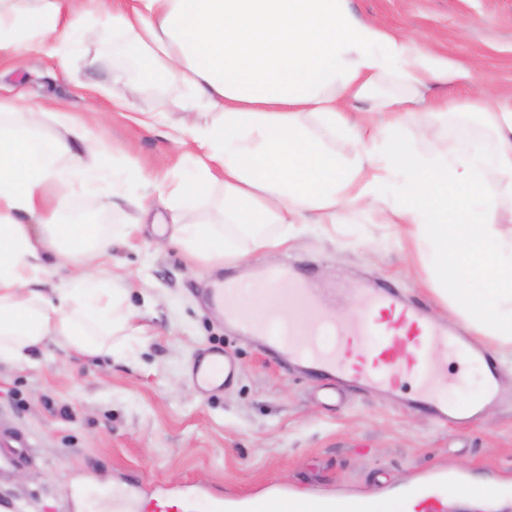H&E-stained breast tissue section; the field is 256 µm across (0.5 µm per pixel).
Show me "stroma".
I'll use <instances>...</instances> for the list:
<instances>
[{
    "instance_id": "35a3bbf8",
    "label": "stroma",
    "mask_w": 512,
    "mask_h": 512,
    "mask_svg": "<svg viewBox=\"0 0 512 512\" xmlns=\"http://www.w3.org/2000/svg\"><path fill=\"white\" fill-rule=\"evenodd\" d=\"M114 0H84L90 34L75 44L35 35L26 48L0 50V99L14 104L6 122L20 125L42 111L40 130L60 127L45 105L65 104L104 144L102 162L117 173L123 199L103 207L80 185L67 207L87 224H137L128 244L89 271L123 289L137 336L114 337L110 355L86 357L47 343L32 363H0V428L27 439L25 461L0 477V512H112V494L144 486L170 491L198 485L194 512L216 503L254 501L274 489L338 499L375 497L401 512V494L435 469L467 473L471 482L512 490V404L489 403L479 420L439 427L380 394L328 397L319 385L267 355L201 302L213 281L256 279L261 268L288 267L332 288L333 306L356 304V285L383 284L452 328L467 322L441 296L433 269L392 224L355 215L341 224H297L287 244L270 252L192 257L170 243L168 224H138L130 196L138 177L157 180L191 173L184 147L171 134L188 91L177 73L141 84L143 56L112 25ZM354 13L381 28L425 36L461 79L449 95L480 88L512 102V0H350ZM133 88L131 106H112L114 77ZM159 119L150 126L142 114ZM435 141L490 145L479 117L449 114L432 130ZM220 344L236 357L239 374L224 390L203 393L189 369L195 356ZM486 369L468 366L464 381L440 391L453 407L483 399Z\"/></svg>"
}]
</instances>
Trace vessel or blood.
<instances>
[{
    "instance_id": "vessel-or-blood-1",
    "label": "vessel or blood",
    "mask_w": 512,
    "mask_h": 512,
    "mask_svg": "<svg viewBox=\"0 0 512 512\" xmlns=\"http://www.w3.org/2000/svg\"><path fill=\"white\" fill-rule=\"evenodd\" d=\"M263 281L264 289L248 293L240 292L235 283L223 282L211 289L208 300L223 309L225 319L238 330L254 334L269 352L309 375L335 386L386 393L396 392L409 378L415 382L409 409L427 412L443 425L475 419L477 407L452 409L438 396L448 369L439 364L437 351L465 363L485 356L469 346L462 333H449L390 288L360 289L356 310L339 316L329 308L322 289L298 282L285 271H266ZM263 294L271 300H287V314L260 310L258 298ZM236 374L235 361L220 348L200 355L193 366L194 379L202 387H223ZM453 481L443 472L424 476L406 504L408 512H449L442 488ZM276 500L288 504L291 512H336L335 499L325 496L281 491Z\"/></svg>"
}]
</instances>
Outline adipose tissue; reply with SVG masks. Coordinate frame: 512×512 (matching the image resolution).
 <instances>
[{
    "mask_svg": "<svg viewBox=\"0 0 512 512\" xmlns=\"http://www.w3.org/2000/svg\"><path fill=\"white\" fill-rule=\"evenodd\" d=\"M114 20L132 45L152 48L142 82L180 71L190 90L184 112L203 103L222 115L176 127L191 140L196 175L159 194L143 183L141 215L158 197L173 242L213 259L238 252L242 239L273 250L291 225L371 213L377 223L400 225L441 281L456 282L455 309L476 334L512 346V247L484 195L492 174L512 190V106L488 107L482 92L464 100L432 95L459 70L413 32L358 17L349 0H125ZM389 83L400 93L378 95ZM371 95L375 111L352 113L353 100ZM416 112L427 121L480 113L494 145L417 151L394 135ZM55 117L64 135L40 134L36 112L23 126L0 120V361L30 362L49 342L108 355L113 337L134 331L122 293L103 282L80 276L73 287L43 290L53 261L86 266L112 247L105 225L54 223L67 202L60 187H98L104 205L114 203L96 165L101 142L64 109ZM340 136L355 140L350 155L333 149ZM218 181L223 223L185 222L184 207Z\"/></svg>",
    "mask_w": 512,
    "mask_h": 512,
    "instance_id": "adipose-tissue-1",
    "label": "adipose tissue"
}]
</instances>
